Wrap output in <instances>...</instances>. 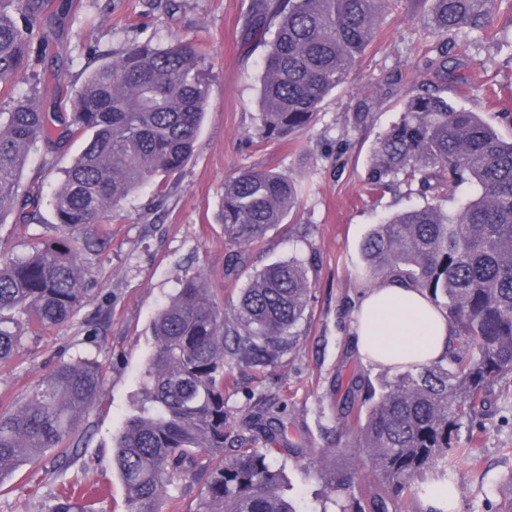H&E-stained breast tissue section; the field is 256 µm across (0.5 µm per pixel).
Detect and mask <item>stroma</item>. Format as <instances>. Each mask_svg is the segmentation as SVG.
<instances>
[{
	"label": "stroma",
	"instance_id": "1",
	"mask_svg": "<svg viewBox=\"0 0 512 512\" xmlns=\"http://www.w3.org/2000/svg\"><path fill=\"white\" fill-rule=\"evenodd\" d=\"M159 0H74L57 23L47 53L69 70V89L83 82L90 57L86 45L107 53L126 44L193 40L207 53L212 83L208 111L192 158L171 179L161 206L145 186L122 201L105 224V243L90 255L91 292L64 323L25 334L14 356L0 361V410L27 397L61 361L89 354L102 366L103 386L83 417L66 464L57 450L0 481V512H52L64 489H101L96 512H125V491L112 467V442L139 399L141 375L153 348L151 324L180 282L204 271L227 317L237 313L248 274L268 264L302 260L312 285L299 338L273 371H235L226 387L230 421L243 427L258 409H286L307 447L327 448L330 387L336 378L361 371L379 381L385 369L363 363L352 342V312L368 286L361 244L373 225L422 197L400 184L372 202L367 182L376 137L399 117V103L414 89L438 39L423 22L425 0H399L388 10L376 38L347 82L327 98L309 129L303 149L254 138L259 123L258 88L264 48L243 51L240 32L250 0H177L173 12ZM490 36L456 35L447 80L431 89L466 110L481 112L504 138L512 137V0L498 6ZM498 97H487V88ZM261 167L291 173L302 184L291 224L270 230L248 255L245 275L228 278L229 248L217 221L224 180ZM42 221L23 223L12 215L0 224V255L20 257L39 239L56 234L52 210ZM491 414L471 438L473 458L456 468L457 512H485L497 485L512 474V397L492 396Z\"/></svg>",
	"mask_w": 512,
	"mask_h": 512
}]
</instances>
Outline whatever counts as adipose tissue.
I'll list each match as a JSON object with an SVG mask.
<instances>
[{
    "label": "adipose tissue",
    "mask_w": 512,
    "mask_h": 512,
    "mask_svg": "<svg viewBox=\"0 0 512 512\" xmlns=\"http://www.w3.org/2000/svg\"><path fill=\"white\" fill-rule=\"evenodd\" d=\"M353 335L363 362L391 367L441 360L452 341L448 320L429 295L394 277L365 291Z\"/></svg>",
    "instance_id": "obj_1"
}]
</instances>
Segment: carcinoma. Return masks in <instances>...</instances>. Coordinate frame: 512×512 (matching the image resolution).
<instances>
[{"label": "carcinoma", "instance_id": "obj_1", "mask_svg": "<svg viewBox=\"0 0 512 512\" xmlns=\"http://www.w3.org/2000/svg\"><path fill=\"white\" fill-rule=\"evenodd\" d=\"M427 25L442 38L432 77L448 76V35L487 32L500 0H426ZM392 0H252L243 25L265 48L259 89L267 142L294 140L326 98L345 84L372 44ZM0 0V224L19 213L41 222L43 189L25 186L29 156L42 147L51 167L67 140L82 151L62 169L50 193L60 235L30 253L0 259V361L21 340L57 326L86 299L85 251L103 244L102 223L146 182L167 195L169 179L190 160L210 96L206 53L195 41L133 42L111 52L82 85L50 112L45 87L20 80L45 63L61 0ZM368 183L373 202L391 186L430 198L375 225L361 252L370 283L401 277L428 292L448 317L457 343L446 358L409 365L373 383L356 374L337 403L336 423L354 431L336 448H306L288 437V415L257 412L241 430L229 426L224 379L233 365L261 371L297 342L296 328L311 298L297 259L272 263L249 276L235 318L224 316L204 274L182 280L157 312L153 350L141 401L125 420L112 460L125 490L126 512H159L168 490L199 485L189 512H302L288 497L283 462L319 458L318 512H426L428 481L448 484L456 461L468 457L463 421L491 413L489 396L512 389V138L501 137L478 113L428 89L405 98L400 117L375 141ZM476 192L462 199L464 184ZM456 203L453 209L443 205ZM299 187L286 171L247 169L224 180L220 223L231 247L224 268L238 277L248 252L269 230L292 217ZM100 365L78 358L58 364L25 401L0 411V480L75 438L80 419L102 389ZM357 448L370 482L356 486L346 466ZM494 512H512V474L498 488ZM53 512H93L61 496Z\"/></svg>", "mask_w": 512, "mask_h": 512}]
</instances>
